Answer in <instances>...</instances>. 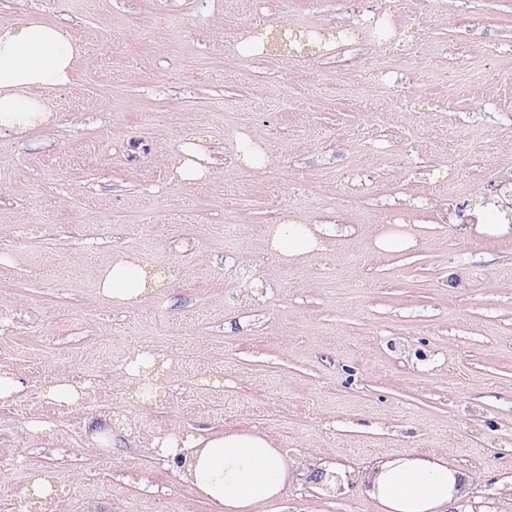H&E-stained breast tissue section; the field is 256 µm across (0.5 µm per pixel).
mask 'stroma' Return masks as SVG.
Segmentation results:
<instances>
[{"mask_svg":"<svg viewBox=\"0 0 512 512\" xmlns=\"http://www.w3.org/2000/svg\"><path fill=\"white\" fill-rule=\"evenodd\" d=\"M385 11L398 46H337ZM25 16L83 58L46 92L55 123L0 136V370L23 385L0 404V512L45 472L41 512H218L160 445L243 429L347 484L293 475L256 512H381L364 477L409 456L480 475L451 512H512V239L466 230L512 173V0H295L285 22L264 0H0ZM263 33L269 53H238ZM245 138L262 169L237 162ZM189 141L204 181L175 175ZM289 218L324 250L273 256ZM391 224L415 246L375 255ZM118 252L162 280L145 303L100 294ZM143 349L147 390L125 378ZM62 373L86 386L66 409ZM81 388L82 386L70 383L65 377H58L49 386L48 395L61 406H71L80 399Z\"/></svg>","mask_w":512,"mask_h":512,"instance_id":"35a3bbf8","label":"stroma"}]
</instances>
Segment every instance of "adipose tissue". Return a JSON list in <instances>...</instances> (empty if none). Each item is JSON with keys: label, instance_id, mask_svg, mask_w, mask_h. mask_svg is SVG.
<instances>
[{"label": "adipose tissue", "instance_id": "adipose-tissue-1", "mask_svg": "<svg viewBox=\"0 0 512 512\" xmlns=\"http://www.w3.org/2000/svg\"><path fill=\"white\" fill-rule=\"evenodd\" d=\"M80 58L79 46L59 25L35 19L0 23V135L23 139L51 125L55 113L45 92L70 85ZM468 230L487 238L512 235L501 198H490L475 211ZM322 235L321 225L287 221L272 231L269 248L291 260L313 255L324 247ZM151 280L137 259L116 256L99 288L113 306L126 307L145 300ZM161 453L179 459L180 478L220 512H249L281 497L288 485L287 461L261 433L232 430L172 439L162 443ZM451 476L447 465L434 459L384 462L370 475L367 493L383 512H446Z\"/></svg>", "mask_w": 512, "mask_h": 512}]
</instances>
